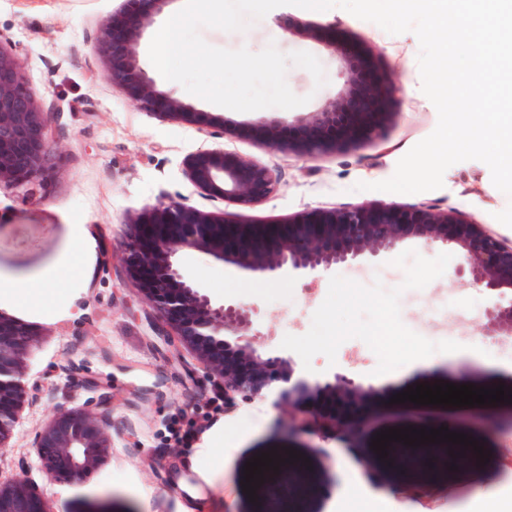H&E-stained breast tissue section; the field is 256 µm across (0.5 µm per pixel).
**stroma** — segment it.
Wrapping results in <instances>:
<instances>
[{
	"mask_svg": "<svg viewBox=\"0 0 512 512\" xmlns=\"http://www.w3.org/2000/svg\"><path fill=\"white\" fill-rule=\"evenodd\" d=\"M121 0H0V46L21 63L33 96L50 113L52 137L62 161L51 181L30 191L0 188V273L25 277L55 266L68 253L73 227L86 225L88 275L63 283L56 299L6 315L34 325L37 334L25 357V408L6 447H0V480L36 486L52 512H476L477 492L512 496V405L473 407L387 405L360 438L308 434L289 426L288 409L273 400L234 401L215 410L223 388L181 347L177 337L157 335V316L124 271L128 218L144 206L179 201L239 223L285 221L313 208L347 209L384 204L453 213L512 246V197L498 190L489 167L478 160L452 165L442 188L415 194L373 190L389 179L398 161L435 129L438 114L421 90L419 41L413 32L391 34L346 10L281 6L242 31L201 28L211 46L259 52L275 45L283 53L305 51L322 64L326 82L316 86L305 69L286 73L291 91L305 105L285 110L236 112L163 81L194 107L243 125L277 118L291 122L316 111L344 88L348 74L338 57L312 40L284 29L290 21L332 27L345 47L360 45L382 64L392 90L390 116L380 132L362 142L301 159L264 142L217 136L171 117L144 110L107 83L95 52L99 21ZM221 146L273 168L275 191L244 204L207 195L187 176L185 161L199 149ZM368 183L365 191L357 183ZM392 253L333 266L319 278L275 279L189 248L179 254L185 273L212 300L256 305L259 350L279 349L285 335L301 336L324 301L331 275L391 289L404 280ZM451 259L444 274L400 297L402 322L431 341L483 337L486 354L466 361L448 353L376 374V355L356 338L345 341L335 362L315 355L296 363L297 374L314 380L332 367L356 373L396 395L419 384L454 383L512 389V341L486 335L488 296L458 274ZM81 405L107 423L112 448L95 470L75 479L51 480L36 459L39 431L59 410ZM212 425L187 446L171 428L189 429L203 417ZM437 429L466 434L484 458L449 459L450 471H431L416 481L398 454L380 455L372 442L387 429ZM268 454L287 469L304 461L305 481L289 485L287 499L248 498L247 462Z\"/></svg>",
	"mask_w": 512,
	"mask_h": 512,
	"instance_id": "stroma-1",
	"label": "stroma"
}]
</instances>
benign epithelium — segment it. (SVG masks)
Wrapping results in <instances>:
<instances>
[{"mask_svg":"<svg viewBox=\"0 0 512 512\" xmlns=\"http://www.w3.org/2000/svg\"><path fill=\"white\" fill-rule=\"evenodd\" d=\"M172 0H122L100 22L95 51L107 81L148 111H160L199 129L224 127L215 118L161 89L140 64L138 46L155 17ZM288 34L315 40L342 53L336 38L319 29L288 26ZM345 90L319 112L296 120L297 132L283 140L281 121L265 119L246 132L274 149L302 158L335 150L378 131L389 84L378 60L360 52L346 60ZM59 156L50 117L27 88L18 60L0 46V183L18 187L45 182ZM191 181L216 198L253 203L277 187L272 168L220 146L187 158ZM127 275L134 279L160 325L184 350L224 380V399L275 397L288 401L296 426L312 425L347 437L362 431L367 417L384 405L386 388L347 371L312 383L295 376L290 357L265 356L256 346V309L242 302H215L178 262L185 248H198L242 269L268 277L316 278L329 267L391 251L408 239L440 242L461 258L459 271L492 298L485 312L489 333L512 340V247L479 224L426 208L400 211L384 205L311 209L297 219L265 224L230 223L183 202L145 206L131 222ZM31 326L0 315V447L6 445L24 408L23 359ZM111 442L104 423L85 408L59 410L36 441L39 465L51 479L77 477L97 468ZM0 512H50L39 490L24 482L0 483Z\"/></svg>","mask_w":512,"mask_h":512,"instance_id":"benign-epithelium-1","label":"benign epithelium"}]
</instances>
